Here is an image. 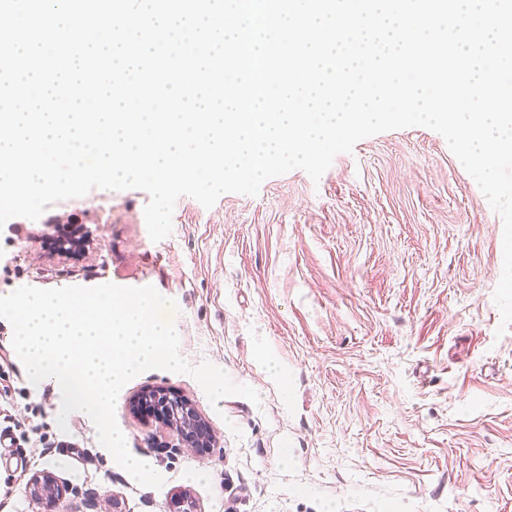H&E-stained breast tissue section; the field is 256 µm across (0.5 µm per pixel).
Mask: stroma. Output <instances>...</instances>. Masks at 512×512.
Listing matches in <instances>:
<instances>
[{
    "label": "stroma",
    "mask_w": 512,
    "mask_h": 512,
    "mask_svg": "<svg viewBox=\"0 0 512 512\" xmlns=\"http://www.w3.org/2000/svg\"><path fill=\"white\" fill-rule=\"evenodd\" d=\"M138 189H95L0 229V296L154 286L191 365L254 388L211 405L188 374L153 369L121 389L130 453L164 478L131 479L91 418L58 426L61 394L30 382L0 319V512H168L186 491L201 512H512V326L494 291L503 222L445 139L383 132L212 208L182 196L172 231L148 235ZM149 387L192 401L209 448L177 447L128 409ZM67 491L30 495L36 472Z\"/></svg>",
    "instance_id": "1"
}]
</instances>
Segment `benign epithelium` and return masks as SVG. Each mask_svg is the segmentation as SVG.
I'll use <instances>...</instances> for the list:
<instances>
[{
	"mask_svg": "<svg viewBox=\"0 0 512 512\" xmlns=\"http://www.w3.org/2000/svg\"><path fill=\"white\" fill-rule=\"evenodd\" d=\"M132 409L143 417L163 424L183 441L193 447L210 441L211 433L194 406L183 396L167 390L152 389L136 395L131 401ZM31 493L41 499L54 500L62 496L65 489L49 471H40L29 480ZM169 512H201L196 501L185 492L171 495Z\"/></svg>",
	"mask_w": 512,
	"mask_h": 512,
	"instance_id": "obj_1",
	"label": "benign epithelium"
}]
</instances>
